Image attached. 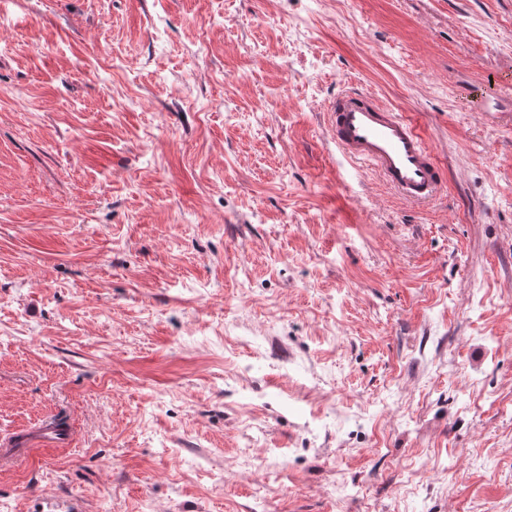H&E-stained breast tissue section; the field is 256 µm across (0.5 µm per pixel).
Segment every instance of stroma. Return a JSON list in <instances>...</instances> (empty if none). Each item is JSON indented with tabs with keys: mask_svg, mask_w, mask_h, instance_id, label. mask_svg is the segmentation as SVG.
Here are the masks:
<instances>
[{
	"mask_svg": "<svg viewBox=\"0 0 512 512\" xmlns=\"http://www.w3.org/2000/svg\"><path fill=\"white\" fill-rule=\"evenodd\" d=\"M369 89L446 183L401 201ZM0 512H512V0H13ZM328 130L343 159L371 166L382 183L410 202L432 197L444 170L417 127L385 107L375 92L352 90L327 107ZM23 439L32 440L31 444L35 448H60L71 445L72 434L50 428L46 425L24 435Z\"/></svg>",
	"mask_w": 512,
	"mask_h": 512,
	"instance_id": "stroma-1",
	"label": "stroma"
}]
</instances>
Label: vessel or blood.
Returning <instances> with one entry per match:
<instances>
[{
	"label": "vessel or blood",
	"mask_w": 512,
	"mask_h": 512,
	"mask_svg": "<svg viewBox=\"0 0 512 512\" xmlns=\"http://www.w3.org/2000/svg\"><path fill=\"white\" fill-rule=\"evenodd\" d=\"M328 130L343 159L375 170L382 183L410 202L432 197L444 171L417 127L385 107L370 90L338 95L327 107ZM33 447L70 446L72 435L42 426L28 435Z\"/></svg>",
	"instance_id": "b4317fda"
}]
</instances>
